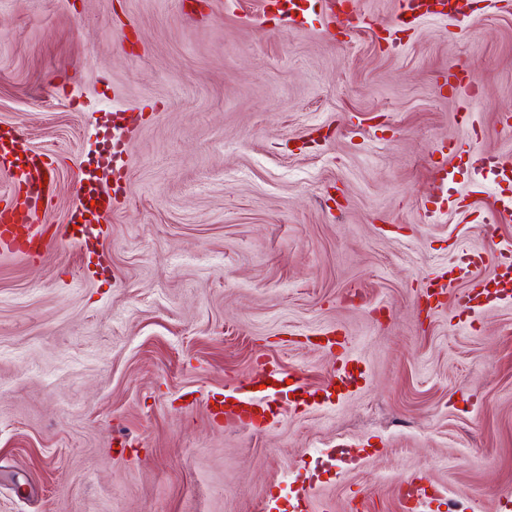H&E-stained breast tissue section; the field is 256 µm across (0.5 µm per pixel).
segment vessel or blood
I'll use <instances>...</instances> for the list:
<instances>
[{"mask_svg": "<svg viewBox=\"0 0 512 512\" xmlns=\"http://www.w3.org/2000/svg\"><path fill=\"white\" fill-rule=\"evenodd\" d=\"M444 18L457 26L473 22L470 0H398V9L385 29V43L391 48L402 44L401 33L414 29L422 20ZM365 19L351 6L349 0H338L336 4V27L342 34L357 31ZM448 88L451 92L475 94L469 66L453 64L448 68ZM17 129L14 126L0 127V171L6 173L13 184L16 203L0 208V252L23 255L32 260L43 261L50 257V248L55 244L73 243L85 247L94 228L87 216L86 197L96 169L115 168L126 151L122 139H107L103 153L98 155L90 169L79 171L69 210L68 223L56 226L52 235H44L34 223L38 214L48 209L53 199L54 169L46 155L29 152L14 156ZM473 171L488 177V189L500 205L498 214L504 221L512 220V196L505 188L512 184V162L502 159L492 161L484 158L474 164ZM486 262L484 254L476 253L467 261L449 264L446 271L448 285L473 278L477 269ZM497 286L495 289L472 288L460 297L459 303L466 310L479 309L483 304L512 297V249H503L495 257ZM268 382L255 388L253 382L240 384L225 396L224 408L216 409V416L235 421L241 426L255 428L260 419L266 418L273 402L280 395H291L294 402H302L307 388L299 380H286L277 370L267 374ZM356 376L349 360H342L328 385L321 390L324 402H331L333 395L343 394L354 383Z\"/></svg>", "mask_w": 512, "mask_h": 512, "instance_id": "1", "label": "vessel or blood"}]
</instances>
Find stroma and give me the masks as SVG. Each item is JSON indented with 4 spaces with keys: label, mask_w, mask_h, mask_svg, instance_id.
I'll use <instances>...</instances> for the list:
<instances>
[{
    "label": "stroma",
    "mask_w": 512,
    "mask_h": 512,
    "mask_svg": "<svg viewBox=\"0 0 512 512\" xmlns=\"http://www.w3.org/2000/svg\"><path fill=\"white\" fill-rule=\"evenodd\" d=\"M355 8L344 36L326 0L299 29L264 0H0V124L55 167L41 224L66 222L106 113L146 115L101 265L0 254V512H402L417 476L426 512H512V300L464 312L461 283L419 307L448 264L512 247L468 164L512 158V0L395 53L397 0ZM452 62L477 96L443 91ZM331 329L346 348L310 344ZM340 356L363 376L333 403L211 418L261 362L316 388Z\"/></svg>",
    "instance_id": "35a3bbf8"
}]
</instances>
